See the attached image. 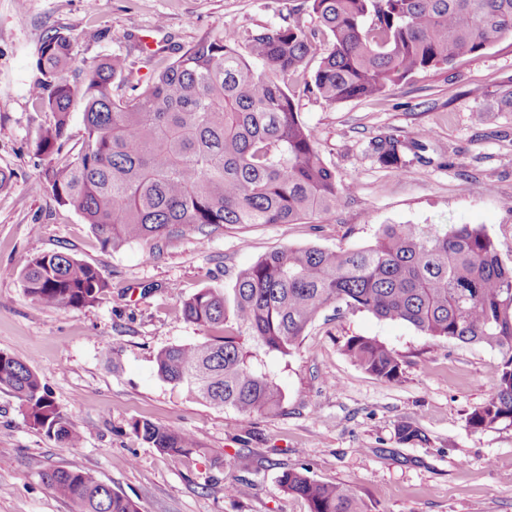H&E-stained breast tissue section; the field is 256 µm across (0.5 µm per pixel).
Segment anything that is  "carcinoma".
<instances>
[{
  "mask_svg": "<svg viewBox=\"0 0 512 512\" xmlns=\"http://www.w3.org/2000/svg\"><path fill=\"white\" fill-rule=\"evenodd\" d=\"M317 20L243 36L210 32L155 72L126 98L125 60L107 56L79 65L68 36L55 32L37 51L29 93L53 122L37 146L59 156L42 182L61 206L78 210L112 250L160 239L181 226L298 224L331 213L344 188L324 164L318 141L301 119L288 81L327 41L303 92L333 106L385 95L417 72L452 63L512 35V0H304ZM81 104L78 147L73 107ZM429 133L374 141L379 161L400 167L405 151H425ZM25 293L56 308L98 301L106 288L93 266L64 253L27 260ZM343 304L403 321L435 339L479 344L502 355L496 393L474 407V431L512 426V265L483 227L388 224L374 244L352 250L310 246L273 251L238 272L231 292L204 288L183 302V316L209 337L173 344L155 356L163 381L238 414L275 416L284 394L261 355L288 357L322 310ZM344 353L362 370L400 379L402 360L374 338L352 336ZM0 387L22 403L27 423L69 447L80 426L50 398L40 376L0 353ZM133 433L178 458L200 447L196 434L149 419ZM404 443L422 439L408 421ZM78 512H139L137 505L92 473L55 468L44 475ZM280 488L307 501L309 512H364L349 486L289 469Z\"/></svg>",
  "mask_w": 512,
  "mask_h": 512,
  "instance_id": "carcinoma-1",
  "label": "carcinoma"
}]
</instances>
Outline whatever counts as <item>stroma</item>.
<instances>
[{
    "mask_svg": "<svg viewBox=\"0 0 512 512\" xmlns=\"http://www.w3.org/2000/svg\"><path fill=\"white\" fill-rule=\"evenodd\" d=\"M293 21L311 27L303 0H0V352L32 370L84 432L68 448L31 428L20 401L0 389V512H75L43 480L51 467L88 471L133 500L139 512H308L278 478L306 469L344 483L365 512H512V427L473 431L465 417L496 391L498 351L438 340L401 321L326 308L299 349L264 364L285 393L267 418L217 408L161 380L157 351L204 340L182 304L205 288L232 287L237 272L287 247L337 250L374 242L384 224H476L512 264V37L414 74L388 94L335 106L297 93L303 121L344 192L328 216L299 224L182 227L162 240L111 251L81 214L58 205L39 174L40 131L52 121L31 98L37 49L68 35L77 63L120 56L131 86L146 83L203 34H243ZM426 130L423 158L381 165L371 143ZM64 252L108 283L83 308H53L28 297L27 259ZM367 336L403 359L399 381L376 378L347 357L348 338ZM147 418L196 433L199 451L172 459L137 438ZM407 420L422 440L403 443ZM230 482L248 484L240 497Z\"/></svg>",
    "mask_w": 512,
    "mask_h": 512,
    "instance_id": "obj_1",
    "label": "stroma"
}]
</instances>
